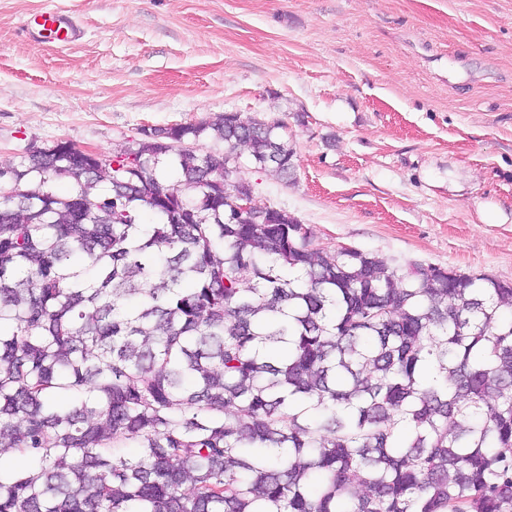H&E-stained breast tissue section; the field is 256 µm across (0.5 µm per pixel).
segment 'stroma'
<instances>
[{
  "mask_svg": "<svg viewBox=\"0 0 512 512\" xmlns=\"http://www.w3.org/2000/svg\"><path fill=\"white\" fill-rule=\"evenodd\" d=\"M224 112L286 124L292 181L238 176L322 246L512 280V0H0V164ZM38 31L32 29V32L39 37H51L61 42L69 43L77 35V25L74 18L68 14L46 11L41 16ZM46 33V34H45Z\"/></svg>",
  "mask_w": 512,
  "mask_h": 512,
  "instance_id": "stroma-1",
  "label": "stroma"
}]
</instances>
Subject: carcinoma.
<instances>
[{"instance_id":"cac0c4a2","label":"carcinoma","mask_w":512,"mask_h":512,"mask_svg":"<svg viewBox=\"0 0 512 512\" xmlns=\"http://www.w3.org/2000/svg\"><path fill=\"white\" fill-rule=\"evenodd\" d=\"M285 129L8 167L0 512H512V281L236 212L241 150L293 174Z\"/></svg>"}]
</instances>
